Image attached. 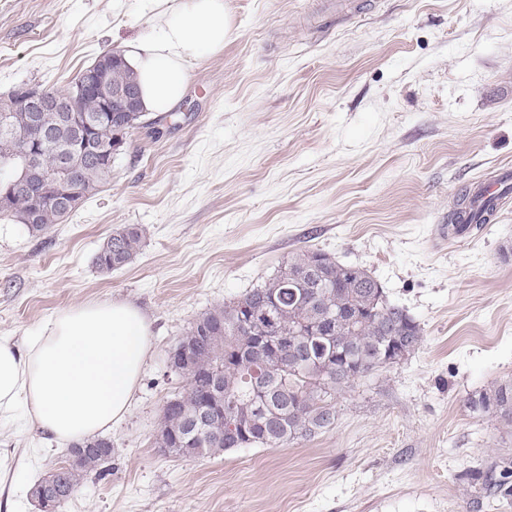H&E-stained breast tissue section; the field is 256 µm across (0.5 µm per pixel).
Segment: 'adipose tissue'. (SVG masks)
<instances>
[{
    "label": "adipose tissue",
    "mask_w": 512,
    "mask_h": 512,
    "mask_svg": "<svg viewBox=\"0 0 512 512\" xmlns=\"http://www.w3.org/2000/svg\"><path fill=\"white\" fill-rule=\"evenodd\" d=\"M154 38L131 43L144 111L182 98L192 60L224 49V0H154ZM151 348L134 305L94 301L59 311L25 345L0 337V417L24 408L29 425L61 444L111 429L126 414Z\"/></svg>",
    "instance_id": "adipose-tissue-1"
}]
</instances>
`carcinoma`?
Returning <instances> with one entry per match:
<instances>
[{"label": "carcinoma", "mask_w": 512, "mask_h": 512, "mask_svg": "<svg viewBox=\"0 0 512 512\" xmlns=\"http://www.w3.org/2000/svg\"><path fill=\"white\" fill-rule=\"evenodd\" d=\"M102 76L112 85H136L123 59ZM146 113L115 112L96 126L99 147H123L130 131L150 126ZM77 124L58 112H41L33 121L21 115L17 136L0 132V193L9 208L0 216L40 234L68 216L58 198L70 184L87 199L97 193L112 167L77 154V180L59 177L45 187L42 176L57 168V155L42 150L48 134L62 145L73 143ZM37 157L27 187L10 189L11 176L25 168L22 145ZM496 200L465 189L448 212V234L460 235L491 222ZM143 231L136 225L116 228L93 256V265L110 273L139 253ZM422 341V329L365 270L342 264L316 250L288 256L277 274L242 298L201 313L179 339L171 355L172 370L185 381L183 390L162 407L154 445L180 458L220 455L236 448L272 447L311 438L336 422V401L358 381L391 365L402 352L410 356ZM471 409L490 414L512 428V380L497 382ZM112 444L102 438L72 447L66 465L49 475L59 504H65L86 476L106 474ZM490 496L509 498L512 483L489 479Z\"/></svg>", "instance_id": "obj_1"}]
</instances>
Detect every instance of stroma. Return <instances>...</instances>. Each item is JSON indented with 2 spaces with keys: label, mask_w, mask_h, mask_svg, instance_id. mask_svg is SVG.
Instances as JSON below:
<instances>
[{
  "label": "stroma",
  "mask_w": 512,
  "mask_h": 512,
  "mask_svg": "<svg viewBox=\"0 0 512 512\" xmlns=\"http://www.w3.org/2000/svg\"><path fill=\"white\" fill-rule=\"evenodd\" d=\"M221 53L133 130L100 191L33 235L0 220V336L128 301L152 348L109 473L60 512H512L483 496L512 470V429L469 402L512 379V196L481 230L444 236L457 192L512 171V0H225ZM150 0H0V96L62 90L151 30ZM140 253L103 274L112 229ZM366 269L420 324L404 361L357 383L333 427L278 447L173 458L153 446L184 380L169 355L207 309L301 248ZM68 459L22 418L0 422V512ZM143 231L136 225L116 228L93 256V265L102 273L123 267L139 253Z\"/></svg>",
  "instance_id": "obj_1"
}]
</instances>
